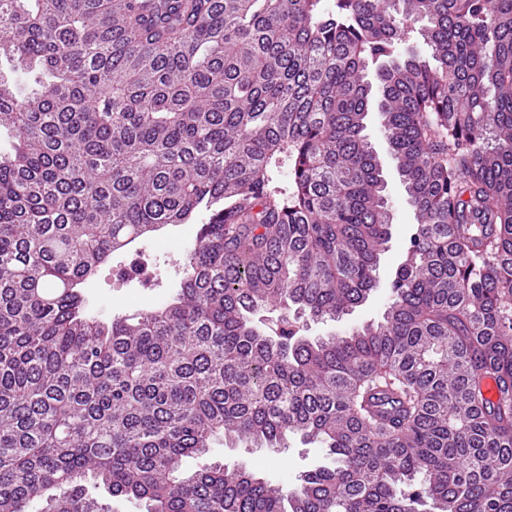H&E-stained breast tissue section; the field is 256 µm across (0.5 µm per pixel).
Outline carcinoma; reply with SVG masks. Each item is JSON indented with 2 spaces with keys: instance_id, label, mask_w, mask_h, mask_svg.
I'll use <instances>...</instances> for the list:
<instances>
[{
  "instance_id": "obj_1",
  "label": "carcinoma",
  "mask_w": 512,
  "mask_h": 512,
  "mask_svg": "<svg viewBox=\"0 0 512 512\" xmlns=\"http://www.w3.org/2000/svg\"><path fill=\"white\" fill-rule=\"evenodd\" d=\"M373 123L415 224L381 318L305 336L380 286ZM1 127L0 512H108L89 478L146 512H512V0H0ZM202 209L171 303L85 315ZM219 436L325 463L185 467Z\"/></svg>"
}]
</instances>
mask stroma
I'll list each match as a JSON object with an SVG mask.
<instances>
[{
    "instance_id": "stroma-1",
    "label": "stroma",
    "mask_w": 512,
    "mask_h": 512,
    "mask_svg": "<svg viewBox=\"0 0 512 512\" xmlns=\"http://www.w3.org/2000/svg\"><path fill=\"white\" fill-rule=\"evenodd\" d=\"M393 205L392 237L381 258V274L389 276L397 266L407 241V230L415 221L399 184L396 172L388 174ZM206 212H198L193 221L175 224L162 232L141 238L129 248L113 252L94 275L83 284L86 314L93 319L109 320L140 310L163 307L175 296L185 276L189 252L195 245L196 231L205 222ZM130 264L147 272L144 286L128 287L115 277L113 269ZM210 460L230 467L243 466L264 473L274 484L291 490L301 472L320 458L316 445L292 438L284 451L271 448L225 447L223 440H216L209 454Z\"/></svg>"
}]
</instances>
